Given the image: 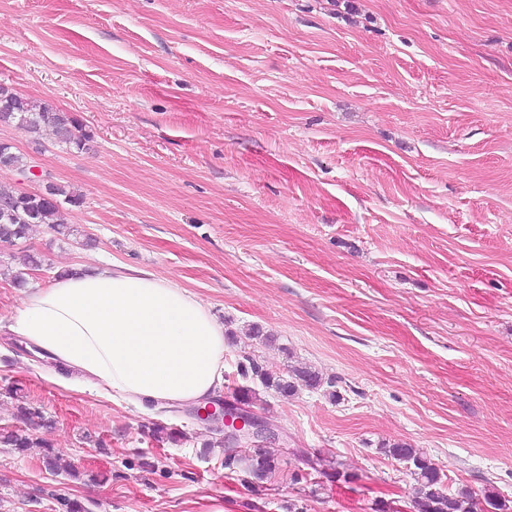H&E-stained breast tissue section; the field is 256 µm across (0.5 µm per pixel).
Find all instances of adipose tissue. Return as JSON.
I'll use <instances>...</instances> for the list:
<instances>
[{"label": "adipose tissue", "instance_id": "adipose-tissue-1", "mask_svg": "<svg viewBox=\"0 0 512 512\" xmlns=\"http://www.w3.org/2000/svg\"><path fill=\"white\" fill-rule=\"evenodd\" d=\"M12 321L67 387L102 384L142 407L200 403L222 382L223 325L195 294L146 271L78 269L30 289Z\"/></svg>", "mask_w": 512, "mask_h": 512}]
</instances>
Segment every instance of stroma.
I'll return each mask as SVG.
<instances>
[{
  "label": "stroma",
  "instance_id": "1",
  "mask_svg": "<svg viewBox=\"0 0 512 512\" xmlns=\"http://www.w3.org/2000/svg\"><path fill=\"white\" fill-rule=\"evenodd\" d=\"M0 85L92 136L0 125L42 170L0 182L84 197L80 237L0 243V431L81 473L0 447V512H415L393 442L512 501V0H0ZM104 260L209 305L216 396L251 390L278 438L236 451L278 457L271 478L225 466L193 406L63 387L11 331L14 272L42 288ZM247 355L340 398L282 396L239 374ZM1 445L4 447L14 448L19 452L28 451L30 448H44L43 458L49 470L57 473H65L74 478L79 476V472L73 464L62 462L58 457L52 454L44 443L34 441L25 435L13 432L4 434L0 433V446Z\"/></svg>",
  "mask_w": 512,
  "mask_h": 512
}]
</instances>
